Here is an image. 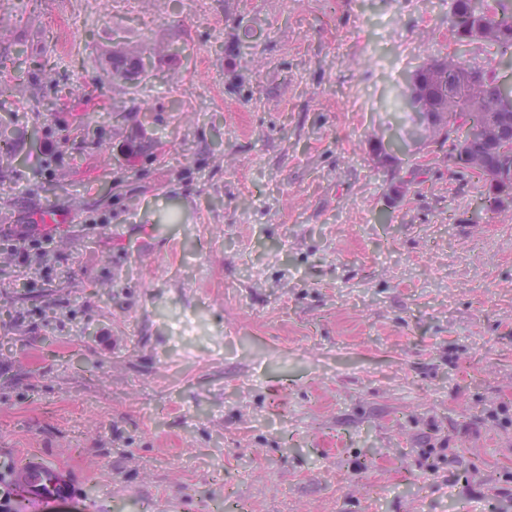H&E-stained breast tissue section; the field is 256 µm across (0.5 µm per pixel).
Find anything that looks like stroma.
<instances>
[{"instance_id": "1", "label": "stroma", "mask_w": 512, "mask_h": 512, "mask_svg": "<svg viewBox=\"0 0 512 512\" xmlns=\"http://www.w3.org/2000/svg\"><path fill=\"white\" fill-rule=\"evenodd\" d=\"M129 2L0 0V234L53 235L0 246V512H512V207L374 152L410 71L512 62L438 0ZM14 240L16 242L14 250L19 251L21 254L20 265L17 268V272L23 276H27L30 270L25 260L28 251L31 249L44 251V245L49 243V237L36 233L32 227H25L24 231L17 234ZM19 479L31 488H40L48 480H51L55 496H65L70 493L69 485L62 472L60 470H53L39 461H33L21 470Z\"/></svg>"}]
</instances>
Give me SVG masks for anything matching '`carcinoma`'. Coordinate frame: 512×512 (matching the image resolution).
I'll list each match as a JSON object with an SVG mask.
<instances>
[{"mask_svg": "<svg viewBox=\"0 0 512 512\" xmlns=\"http://www.w3.org/2000/svg\"><path fill=\"white\" fill-rule=\"evenodd\" d=\"M448 27L461 35L464 42L482 30L491 32L496 54L512 58V0H496L491 16L484 15L474 0H451ZM427 75L436 77L433 90L415 96L404 93V106L409 110L407 118L412 123L406 131L410 140L416 139L430 116L435 125L456 112H504L508 120L502 124L501 137L512 141V90L504 89L492 67L481 68L448 56L422 65L410 77L407 86L415 85L418 77ZM447 127L448 135L454 137L457 146V154L452 156L454 173L473 176L484 171L497 177L492 147L462 127L450 123ZM465 154L484 158L486 168L468 166L463 158Z\"/></svg>", "mask_w": 512, "mask_h": 512, "instance_id": "obj_1", "label": "carcinoma"}]
</instances>
